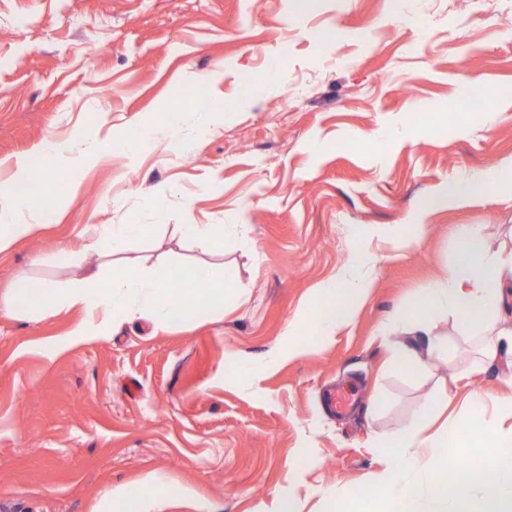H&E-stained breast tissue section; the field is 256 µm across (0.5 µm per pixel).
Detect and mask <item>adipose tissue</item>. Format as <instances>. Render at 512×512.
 <instances>
[{"instance_id": "obj_1", "label": "adipose tissue", "mask_w": 512, "mask_h": 512, "mask_svg": "<svg viewBox=\"0 0 512 512\" xmlns=\"http://www.w3.org/2000/svg\"><path fill=\"white\" fill-rule=\"evenodd\" d=\"M13 192L0 196V253L19 240L36 234L53 207L50 199L40 206L29 200L26 184L29 165L17 163ZM512 185V158L487 175L451 182L428 196L415 217L395 230L399 246L407 247L424 238L429 230L426 215L441 207H460L470 202L482 187ZM150 224H104L86 249L101 263L89 267L83 276L67 286L49 280H16L4 301L7 315L44 318L60 310L77 308L81 318L56 347L98 338L111 320L146 319L157 328L177 323L179 316L210 318L224 312V282L211 266L199 264L185 277L184 288L171 286L173 270L165 264L146 267L128 260L126 247L132 240L152 233ZM364 226L352 228L355 247L346 269L323 282L312 302L298 311L288 326L293 342L292 356L324 343L353 321L359 304L374 285V266L360 244L366 237ZM459 246L449 272L420 288L405 306L394 310L379 327V334L391 337V363L402 372L423 367L419 352L399 342L398 334L427 337V350L444 354L448 341L435 334L439 317L453 318L465 338L476 344L477 366L512 355V250L491 251L479 228L467 227L458 233ZM182 298L180 315H173L171 303ZM313 321L314 333L302 334L301 325ZM470 411L448 418L435 432H425L412 422L400 431L398 443L381 434L363 445L365 452L383 463L378 476L379 494L368 499L364 512H512V400L486 408L480 394L468 401ZM466 451L482 468L496 472L493 487L464 484L455 492L444 491L443 475L451 455Z\"/></svg>"}]
</instances>
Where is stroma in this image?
I'll return each mask as SVG.
<instances>
[{
    "instance_id": "1",
    "label": "stroma",
    "mask_w": 512,
    "mask_h": 512,
    "mask_svg": "<svg viewBox=\"0 0 512 512\" xmlns=\"http://www.w3.org/2000/svg\"><path fill=\"white\" fill-rule=\"evenodd\" d=\"M474 79L498 97L465 105ZM133 127L154 129L156 146L125 151ZM106 138L112 153L86 160ZM49 140L71 144L57 168L71 189L0 254V296L22 276L80 277L97 262L94 225L135 223L158 230L129 258L223 268L231 298L222 317L119 323L51 362L42 346L79 309L1 318L0 512H96L155 473L188 493L142 512H273L283 497L325 512L329 489L350 512L379 492L382 465L360 443L427 422L475 361L443 321L456 356L401 374L376 329L450 268L456 226L512 243V192L430 212L406 250L378 230L512 156V0H405L400 15L390 0H0V193ZM172 224L227 225L223 253L178 242ZM357 224L371 231L370 297L327 343L289 356V323L347 266ZM346 385L358 405L331 412L327 390Z\"/></svg>"
}]
</instances>
